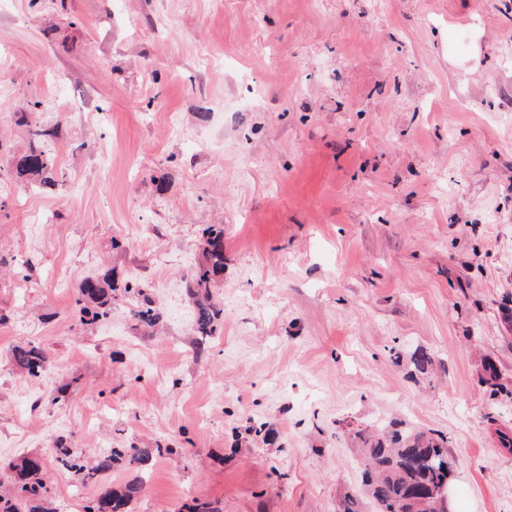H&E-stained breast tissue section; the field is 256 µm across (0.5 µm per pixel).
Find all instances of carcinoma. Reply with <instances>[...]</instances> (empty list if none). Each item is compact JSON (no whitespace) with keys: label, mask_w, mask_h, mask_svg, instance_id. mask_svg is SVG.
Wrapping results in <instances>:
<instances>
[{"label":"carcinoma","mask_w":512,"mask_h":512,"mask_svg":"<svg viewBox=\"0 0 512 512\" xmlns=\"http://www.w3.org/2000/svg\"><path fill=\"white\" fill-rule=\"evenodd\" d=\"M33 135L38 143L18 158L16 171L21 176L45 182L54 167V158L41 141L51 131L37 126ZM203 235L202 259L191 272L187 291L197 310L196 332L204 340L215 333L223 315V310L213 301L211 288L224 273V228L210 225ZM120 292L142 296L136 317L143 327L151 329L160 322L161 314L144 297L137 283L126 281L120 287L109 273L84 280L78 289L76 305L80 313L94 320L103 319L110 315ZM13 357L31 377H38L44 371V351L35 344L16 346ZM483 369V383L491 394L512 395L500 382L491 360L485 361ZM169 451L170 447L160 443L153 448L136 445L112 448L98 457L96 465L89 466L82 450L63 442L55 448L59 465L73 471L82 482L96 479L100 472L115 465H129L137 472L129 481L108 487L89 500L85 512H128L131 501L144 488L142 469ZM361 452L365 463L363 483L378 512H436V496L448 489L454 472V459L448 452L446 437H431L395 423L388 430L365 437ZM9 468L16 494H0V512H50L42 506L48 489L42 478L41 461L24 457Z\"/></svg>","instance_id":"cac0c4a2"}]
</instances>
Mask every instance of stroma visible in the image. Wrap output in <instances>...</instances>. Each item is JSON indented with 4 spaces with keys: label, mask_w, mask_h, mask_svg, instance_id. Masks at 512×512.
<instances>
[{
    "label": "stroma",
    "mask_w": 512,
    "mask_h": 512,
    "mask_svg": "<svg viewBox=\"0 0 512 512\" xmlns=\"http://www.w3.org/2000/svg\"><path fill=\"white\" fill-rule=\"evenodd\" d=\"M35 101L51 186L13 169ZM210 224L224 319L202 343ZM112 268L153 331L135 298L80 317ZM511 301L512 0H0V471L40 457L57 512L132 476L79 484L62 436L168 444L132 512H375L355 434L393 421L447 438L451 512H512V399L481 382L487 356L512 388ZM202 259L191 272L187 291L196 306V332L201 342L213 336L223 310L213 301L211 288L224 273V228L210 225L203 230ZM119 290L124 294H138L143 297L142 304L135 315L144 328H154L160 322L161 314L145 297L141 287L136 282L128 280L124 282L121 289L115 281L113 272L112 276L105 273L84 280L78 289L76 305L79 307L80 313L91 316L92 320L107 318L117 300V291ZM13 357L16 364L26 370L31 377H39L44 371L46 362L44 351L35 344L16 346Z\"/></svg>",
    "instance_id": "obj_1"
}]
</instances>
